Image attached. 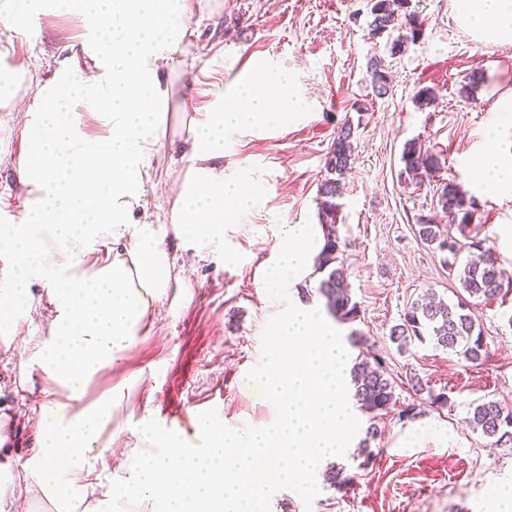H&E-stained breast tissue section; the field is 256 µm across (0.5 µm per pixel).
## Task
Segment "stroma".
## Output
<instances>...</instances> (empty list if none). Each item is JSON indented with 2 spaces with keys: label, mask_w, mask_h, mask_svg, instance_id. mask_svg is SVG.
<instances>
[{
  "label": "stroma",
  "mask_w": 512,
  "mask_h": 512,
  "mask_svg": "<svg viewBox=\"0 0 512 512\" xmlns=\"http://www.w3.org/2000/svg\"><path fill=\"white\" fill-rule=\"evenodd\" d=\"M193 33L175 55L168 80L174 90L173 141L165 155L172 170L153 167L142 219L168 223L173 190L187 169L181 161L184 113L205 111L227 96L236 83L257 71L288 78L307 102V110L278 124L230 135L224 171L241 175L260 188L258 204L224 227L235 254L212 250L204 259L178 250L187 282L171 289L150 317L153 328L139 337L112 368L88 383L85 403L121 390L125 430L108 467L91 479L109 485L113 474L138 453L137 426L153 419L164 427L192 433V419L215 410L232 428L261 427L273 414L248 372L261 360L262 333L280 306L261 281L284 224L320 223L318 186L326 175L325 155L338 126L358 122L355 158L345 179L336 214L337 234L347 281L360 316L337 323L342 336L358 332L381 354L396 390V410L384 415L371 458L348 449L338 464L354 482L345 488L321 481L311 504L293 491H278L271 512H488L491 485L512 483V445L495 446L468 423L472 405L495 400L512 403V288L494 301L474 300L470 309L480 324L485 354L469 362L432 343L412 342L398 349L390 329L427 292L456 303L461 287L442 254L418 238V216L447 223L436 206L435 191L448 177L477 202L471 233L499 255L512 280V193L477 186L466 163L483 146L487 124L499 122L500 148L512 155V41L481 40L462 27L454 0H411L423 23V36L398 57L368 38L367 0H190ZM88 31L81 16L45 11L37 35L25 23L16 30L0 26V67L25 60L29 78L51 76L59 49L81 43ZM389 59L391 92L375 96L367 71L370 51ZM483 72L476 103L460 100L465 77ZM437 93L434 106L414 102L420 88ZM364 103L358 113L356 103ZM415 140L438 155L440 169L420 189L400 178L401 152ZM22 147L12 113L0 110V222L22 208L14 158ZM227 248V249H228ZM419 377L433 392L449 397L447 406H431L415 394L409 380ZM49 380L24 352L0 360V402L24 404L8 433L16 465L34 453L38 404ZM414 409L409 418L399 417ZM436 424L437 439L423 432Z\"/></svg>",
  "instance_id": "35a3bbf8"
}]
</instances>
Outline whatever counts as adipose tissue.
I'll return each instance as SVG.
<instances>
[{"instance_id": "1", "label": "adipose tissue", "mask_w": 512, "mask_h": 512, "mask_svg": "<svg viewBox=\"0 0 512 512\" xmlns=\"http://www.w3.org/2000/svg\"><path fill=\"white\" fill-rule=\"evenodd\" d=\"M187 0H0V20L53 7L82 16L91 32V66L78 49L57 59L51 78L29 84L24 96H1L0 107L19 113L25 147L16 163L26 198L0 225V353L25 342L30 361L53 381L43 393L34 466L16 468L0 420V512L19 499H44L54 512H94L93 483L79 472L105 462V437H118L124 394L83 404L98 372L120 362L147 330L148 314L169 288L182 284L169 248L178 239L202 251L224 242L226 221L258 203L256 185L225 176L229 133L268 127L302 112L304 99L280 77L256 76L212 103L190 122L184 141L186 174L171 219H136L150 180V159L166 137L172 89L166 62L190 35ZM458 17L477 34L512 38V0H457ZM83 100L107 126L91 137L78 127L73 104ZM497 124L472 162L478 184L512 192V163L497 148ZM51 316L43 335L22 337L24 321L41 303Z\"/></svg>"}]
</instances>
